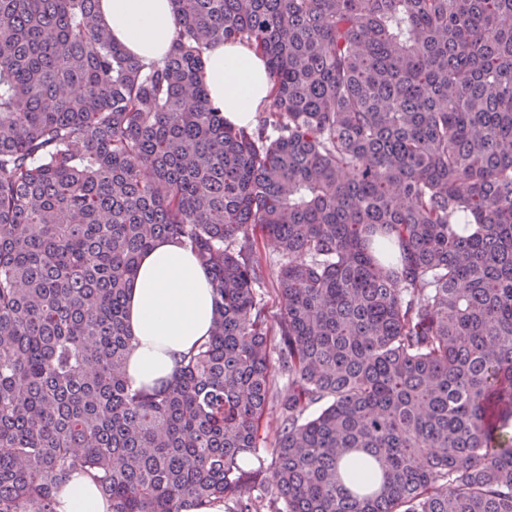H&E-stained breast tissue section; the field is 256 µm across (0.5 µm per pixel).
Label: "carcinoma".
<instances>
[{
	"label": "carcinoma",
	"instance_id": "obj_1",
	"mask_svg": "<svg viewBox=\"0 0 512 512\" xmlns=\"http://www.w3.org/2000/svg\"><path fill=\"white\" fill-rule=\"evenodd\" d=\"M98 2L0 0V512L76 471L112 512H512V0H173L150 66ZM228 40L267 58L254 129L201 80ZM158 238L216 317L136 390Z\"/></svg>",
	"mask_w": 512,
	"mask_h": 512
}]
</instances>
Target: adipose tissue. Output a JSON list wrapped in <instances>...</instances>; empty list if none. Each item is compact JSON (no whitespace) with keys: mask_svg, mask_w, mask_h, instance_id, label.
I'll return each instance as SVG.
<instances>
[{"mask_svg":"<svg viewBox=\"0 0 512 512\" xmlns=\"http://www.w3.org/2000/svg\"><path fill=\"white\" fill-rule=\"evenodd\" d=\"M103 26L113 40L144 64L160 62L175 39L173 0H99ZM202 80L212 104L236 127H253L271 91L268 64L244 43L215 44ZM127 326L133 337L125 366L135 388H158L184 355L211 331L214 300L208 276L181 244L157 240L140 260L127 294ZM56 512H111L87 473L74 472L55 492Z\"/></svg>","mask_w":512,"mask_h":512,"instance_id":"obj_1","label":"adipose tissue"}]
</instances>
